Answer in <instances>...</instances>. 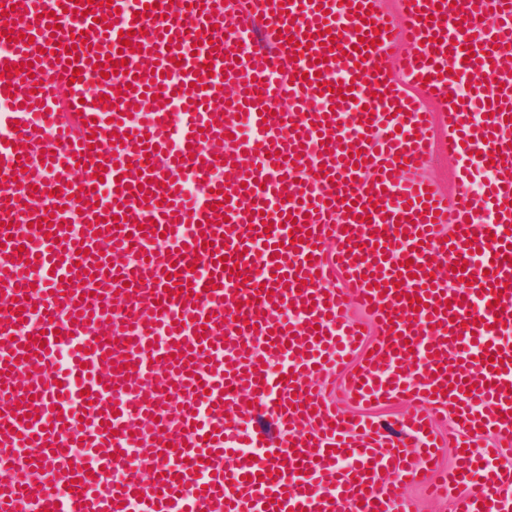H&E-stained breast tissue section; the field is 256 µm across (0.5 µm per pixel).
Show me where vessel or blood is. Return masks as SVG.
Listing matches in <instances>:
<instances>
[{
	"label": "vessel or blood",
	"mask_w": 512,
	"mask_h": 512,
	"mask_svg": "<svg viewBox=\"0 0 512 512\" xmlns=\"http://www.w3.org/2000/svg\"><path fill=\"white\" fill-rule=\"evenodd\" d=\"M236 3L225 29L216 0H0V172L44 194L0 189V512H411L403 484L512 512V0H399L397 22L379 0ZM61 21L80 28L64 46ZM430 101L459 171L486 173L480 197L423 177ZM343 371L352 401L418 402L397 441L308 382Z\"/></svg>",
	"instance_id": "1"
}]
</instances>
